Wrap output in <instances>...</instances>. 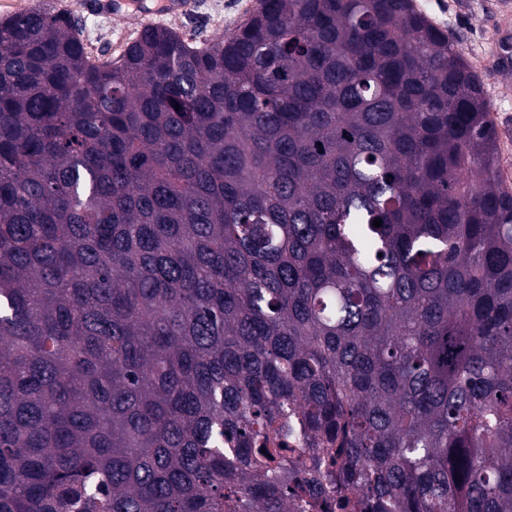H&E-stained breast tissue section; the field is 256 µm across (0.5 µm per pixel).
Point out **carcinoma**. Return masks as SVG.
I'll use <instances>...</instances> for the list:
<instances>
[{
    "label": "carcinoma",
    "mask_w": 512,
    "mask_h": 512,
    "mask_svg": "<svg viewBox=\"0 0 512 512\" xmlns=\"http://www.w3.org/2000/svg\"><path fill=\"white\" fill-rule=\"evenodd\" d=\"M0 512H512V191L414 0L0 18ZM57 9L81 18L86 25L85 36L89 50L98 55L106 50L107 56L116 58L126 43L134 38L139 30L132 29V21L128 13H153L151 25H164L197 39H211L215 36L231 34L236 30L256 6L257 0H112L105 1L107 9L118 12L117 15L103 13L97 2L103 0H51ZM127 1V2H124ZM165 1V2H163ZM165 3L169 13H188L173 15L165 12L161 6ZM106 56V57H107Z\"/></svg>",
    "instance_id": "1"
}]
</instances>
